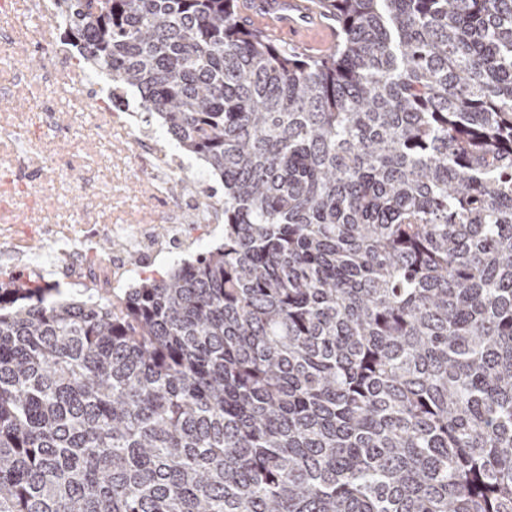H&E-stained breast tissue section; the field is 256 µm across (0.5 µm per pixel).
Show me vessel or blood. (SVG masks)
Wrapping results in <instances>:
<instances>
[{
  "label": "vessel or blood",
  "mask_w": 512,
  "mask_h": 512,
  "mask_svg": "<svg viewBox=\"0 0 512 512\" xmlns=\"http://www.w3.org/2000/svg\"><path fill=\"white\" fill-rule=\"evenodd\" d=\"M246 12L256 29L274 39L318 20L310 0H249Z\"/></svg>",
  "instance_id": "1"
}]
</instances>
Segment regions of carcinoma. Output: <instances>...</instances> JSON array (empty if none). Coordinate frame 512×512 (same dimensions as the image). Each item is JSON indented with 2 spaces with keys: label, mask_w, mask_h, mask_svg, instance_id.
Segmentation results:
<instances>
[{
  "label": "carcinoma",
  "mask_w": 512,
  "mask_h": 512,
  "mask_svg": "<svg viewBox=\"0 0 512 512\" xmlns=\"http://www.w3.org/2000/svg\"><path fill=\"white\" fill-rule=\"evenodd\" d=\"M224 182L111 298L0 278V512H512V0H57ZM310 1L315 0H249L245 12L256 29L271 38H283L288 30H300L318 21Z\"/></svg>",
  "instance_id": "1"
}]
</instances>
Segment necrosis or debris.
Returning a JSON list of instances; mask_svg holds the SVG:
<instances>
[{
  "label": "necrosis or debris",
  "mask_w": 512,
  "mask_h": 512,
  "mask_svg": "<svg viewBox=\"0 0 512 512\" xmlns=\"http://www.w3.org/2000/svg\"><path fill=\"white\" fill-rule=\"evenodd\" d=\"M61 22L56 0H0V272L40 274L29 250L38 239L47 256L65 257L66 280L102 294L135 274L128 252L151 264L209 236L224 202L203 185L172 192L191 179L189 164L136 122L123 89L104 92L75 63ZM31 56L38 69H20ZM158 224L168 238L156 237Z\"/></svg>",
  "instance_id": "4bbe7bcc"
}]
</instances>
